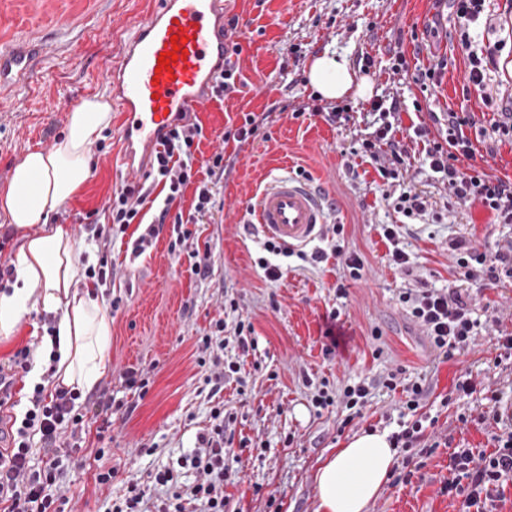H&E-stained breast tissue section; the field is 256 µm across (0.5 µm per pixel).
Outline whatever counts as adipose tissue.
<instances>
[{
    "instance_id": "1",
    "label": "adipose tissue",
    "mask_w": 512,
    "mask_h": 512,
    "mask_svg": "<svg viewBox=\"0 0 512 512\" xmlns=\"http://www.w3.org/2000/svg\"><path fill=\"white\" fill-rule=\"evenodd\" d=\"M309 82L325 99L366 96L370 85L346 59L325 52L313 57ZM112 124V102L85 98L67 116L62 139L50 150L27 152L0 191V220L23 234L15 253L13 281L0 293V335L10 336L31 311L56 313L57 384L85 392L108 369L112 316L82 284L80 243L53 214L90 178L89 152ZM397 450L385 431L353 435L318 466L317 512H367L387 481Z\"/></svg>"
}]
</instances>
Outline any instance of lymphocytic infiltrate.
<instances>
[{
  "mask_svg": "<svg viewBox=\"0 0 512 512\" xmlns=\"http://www.w3.org/2000/svg\"><path fill=\"white\" fill-rule=\"evenodd\" d=\"M399 109L400 102L395 98L387 104L372 102L371 110L378 113L381 124L373 138L362 142L364 156L375 164L381 177L392 180L402 176L408 158L406 145L394 135L392 119ZM471 122V116L449 112L445 140L430 143L425 159L458 200L480 203L493 211L501 223L511 224L512 182L491 178L473 168L463 171L456 166L458 157L473 155L472 143L463 133L464 126ZM201 136L199 124L183 123L172 127L161 139L149 175L163 183L167 193L156 206L154 226L135 240V253H143L157 235L159 225L168 222L173 225L177 243L188 241L192 236L190 224L213 208V187L224 176V155L219 152L209 159L198 160L196 152ZM199 162L203 163L208 179L196 186L192 179L194 166ZM190 185L195 188L192 214H172L173 203ZM150 194L147 184L124 185L109 198L104 215L109 223L128 226L139 216ZM452 248L459 254L457 264L465 279H473L480 272L494 280L501 273H512V245L492 254L478 251L463 240L453 241ZM399 300L443 358L452 359L473 341L477 322L471 317L470 296L462 289H437L429 286L426 279L417 277L410 286L401 289ZM382 385L390 391L401 390L403 394L400 402L403 422L400 431L390 437L393 446L416 447L424 437L423 423L415 417L426 394L423 385L417 381L402 382L394 371L388 373ZM368 395V384L361 382L346 386L337 398L327 389H318L312 403L318 408L341 409L350 422L361 416ZM77 398L75 391L65 387L56 388L54 394H45L43 386L37 384L25 410L12 417V448L6 455H0V512H66L69 499L58 481L69 454L59 448L58 442L63 427H78L85 421V412L75 405ZM212 419L210 432L199 435L198 446L188 457L198 475L195 483H180L177 473L165 469L154 477L156 485L165 487V496L149 500L144 489L132 483L124 497L112 504V512H230L224 483L232 463L240 459L230 435L234 418L217 407L212 411ZM496 441L497 448L487 455L474 453L470 448H457L449 456L453 477L443 485L442 491L462 497L464 506L472 512H497L496 503L506 484L512 481V430L497 435ZM39 454L44 455L45 462L37 467L33 459Z\"/></svg>",
  "mask_w": 512,
  "mask_h": 512,
  "instance_id": "obj_1",
  "label": "lymphocytic infiltrate"
}]
</instances>
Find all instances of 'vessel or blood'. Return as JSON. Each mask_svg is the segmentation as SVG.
Instances as JSON below:
<instances>
[{
    "label": "vessel or blood",
    "instance_id": "1",
    "mask_svg": "<svg viewBox=\"0 0 512 512\" xmlns=\"http://www.w3.org/2000/svg\"><path fill=\"white\" fill-rule=\"evenodd\" d=\"M223 17V0H157L156 9L124 28L121 57L98 80L121 102L126 145L141 144L151 155L173 124L202 110L230 40ZM171 51L177 61L160 68L161 54ZM31 63L29 46L0 51V95L21 88ZM255 217L265 237L291 249L312 242L326 222L317 189L289 176L264 187Z\"/></svg>",
    "mask_w": 512,
    "mask_h": 512
}]
</instances>
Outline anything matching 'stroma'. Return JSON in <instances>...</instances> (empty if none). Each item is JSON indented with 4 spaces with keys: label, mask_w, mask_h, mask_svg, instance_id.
<instances>
[{
    "label": "stroma",
    "mask_w": 512,
    "mask_h": 512,
    "mask_svg": "<svg viewBox=\"0 0 512 512\" xmlns=\"http://www.w3.org/2000/svg\"><path fill=\"white\" fill-rule=\"evenodd\" d=\"M153 7L152 0H0V50L25 41L43 48L30 88L20 92L21 103H0V188L25 153L49 150L61 137L65 102L103 93L96 74L117 60L121 48L119 39L104 35V27L130 23ZM224 14L239 20L236 89L210 100L195 117L203 127L197 157L224 155L216 205L192 227L199 244L209 248V276L191 275V247L172 252L168 224L139 255L132 248L144 225L133 223L115 233L108 249L97 239L109 198L136 179L120 162L117 127L94 143L89 181L52 218L85 243L81 268L99 267L104 260L112 267L96 293L118 301L119 308L112 314L108 371L90 396L106 392L134 407L112 417L111 456L95 455L96 423L66 438L71 462L63 486L69 508L106 512L131 480L158 495L152 474L175 467L189 454L209 426L212 409L221 406L236 418V437L255 444L224 485L231 505L245 512H316L313 475L320 458L367 428L398 431L402 394L374 390L362 417L347 426L335 408L315 407L313 394L323 384L338 393L400 368L406 377H425L419 413L431 420L426 435L450 445L430 455L399 449L413 476L407 483L388 479L369 512H462L461 498L441 491L452 477L450 450L493 451L498 429L485 418L496 405L512 411V360L493 364L499 336L512 334V277L466 284L478 334L461 354L443 359L398 299L407 279L394 265L380 229L397 225L414 275L444 288L461 283L452 241L492 250L512 241V224L498 223L481 204L458 202L421 166L422 148L416 143L408 145L410 166L400 185L382 179L359 149L374 130L367 105L394 96L401 102L397 137L422 124L430 139L440 141L449 111L471 113L474 123L463 132L474 155L460 158L458 168L512 180V140L495 131L500 109L512 105V0H486L479 20L470 25L458 17L452 0H226ZM465 30L473 50L500 47L481 94L464 90L468 60L460 34ZM324 51L346 58L372 88L370 96L338 101L350 114L342 124L313 112L326 101L309 83L308 64ZM399 55L406 69L397 73L393 65ZM442 59L448 66L441 84L421 90L412 72ZM249 112L266 113L260 134L242 143L225 141V131L241 126ZM301 169L328 204L316 246L328 248L330 225H343L346 250L364 261L362 279L344 280L342 262L333 256L317 265L276 257L282 272L276 280L258 266L265 239L251 209L274 177H293ZM404 185L426 196L429 216L404 223L393 204ZM333 311L343 335L336 347L325 335ZM242 319L254 329V348L248 352L234 339ZM220 320L226 325L224 357L240 362L243 381L215 393L206 382L211 366L198 362V339ZM129 368L147 371L145 396L127 388L122 374ZM463 376L477 385V393L443 405ZM488 390L497 402L485 399ZM111 466L118 469L117 478L98 484L97 470Z\"/></svg>",
    "instance_id": "stroma-1"
}]
</instances>
